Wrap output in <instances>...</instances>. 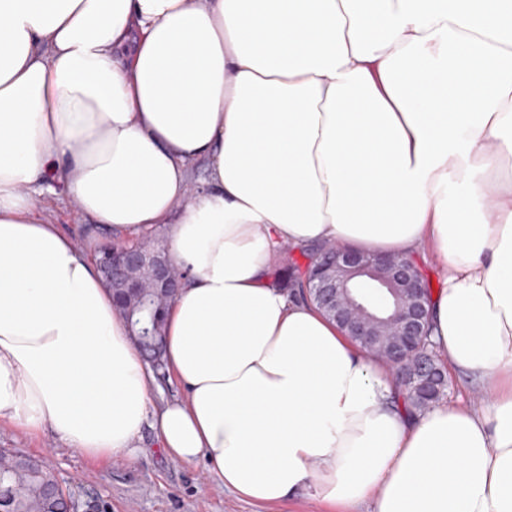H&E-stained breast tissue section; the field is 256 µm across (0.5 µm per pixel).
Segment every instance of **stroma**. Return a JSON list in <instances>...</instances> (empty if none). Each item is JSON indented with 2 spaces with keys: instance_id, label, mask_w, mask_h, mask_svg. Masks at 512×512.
<instances>
[{
  "instance_id": "35a3bbf8",
  "label": "stroma",
  "mask_w": 512,
  "mask_h": 512,
  "mask_svg": "<svg viewBox=\"0 0 512 512\" xmlns=\"http://www.w3.org/2000/svg\"><path fill=\"white\" fill-rule=\"evenodd\" d=\"M42 206L84 252L112 244L111 233L80 217L67 201L49 197ZM142 444L136 460H94L51 432L32 437L13 427L0 428V448L40 458L80 501H98L106 512H262L220 488L205 462L185 463L166 455L152 431H145Z\"/></svg>"
}]
</instances>
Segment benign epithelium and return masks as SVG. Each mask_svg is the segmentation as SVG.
Segmentation results:
<instances>
[{
  "instance_id": "benign-epithelium-1",
  "label": "benign epithelium",
  "mask_w": 512,
  "mask_h": 512,
  "mask_svg": "<svg viewBox=\"0 0 512 512\" xmlns=\"http://www.w3.org/2000/svg\"><path fill=\"white\" fill-rule=\"evenodd\" d=\"M96 265L111 290L137 288L132 273L141 268L150 270L154 288L172 297L183 280L164 247L108 246L98 251ZM303 286L345 335L380 353L397 378L414 388L435 381L433 354L418 351L428 328L430 291L412 259L330 246L315 252ZM44 494L47 512H78L79 503L58 480L51 479Z\"/></svg>"
}]
</instances>
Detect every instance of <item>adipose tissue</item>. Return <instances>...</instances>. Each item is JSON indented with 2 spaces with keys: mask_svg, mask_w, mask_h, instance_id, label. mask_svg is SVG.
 <instances>
[{
  "mask_svg": "<svg viewBox=\"0 0 512 512\" xmlns=\"http://www.w3.org/2000/svg\"><path fill=\"white\" fill-rule=\"evenodd\" d=\"M209 179L190 192L192 166ZM186 273L154 376L44 194ZM425 253L421 411L276 286L286 247ZM0 424L92 459L144 428L276 512H512V0H0ZM403 390L406 392L408 402L419 409L437 402L444 395L445 396L440 401H448L461 397L474 407H480L485 399V394L481 388L470 386L461 378L450 373H448L445 383H441L438 387L432 388L428 394L416 393L407 387ZM279 512H325L326 507L314 497V491L306 488L281 505Z\"/></svg>",
  "mask_w": 512,
  "mask_h": 512,
  "instance_id": "ef3b65f1",
  "label": "adipose tissue"
}]
</instances>
